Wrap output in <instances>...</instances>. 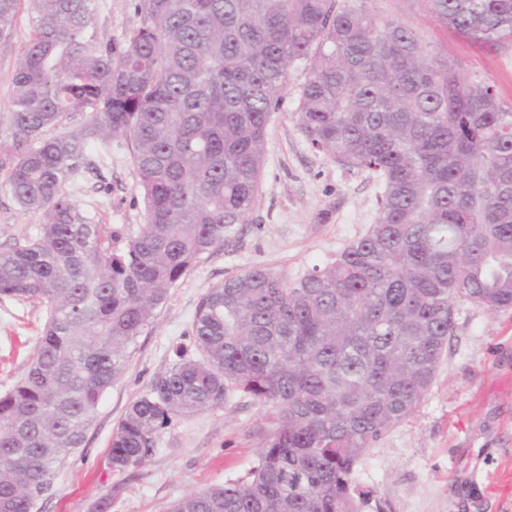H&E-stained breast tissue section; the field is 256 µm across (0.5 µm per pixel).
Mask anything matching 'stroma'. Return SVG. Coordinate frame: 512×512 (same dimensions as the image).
Wrapping results in <instances>:
<instances>
[{"mask_svg": "<svg viewBox=\"0 0 512 512\" xmlns=\"http://www.w3.org/2000/svg\"><path fill=\"white\" fill-rule=\"evenodd\" d=\"M388 19L413 26L433 57L495 84L512 103V44L490 51L427 19L417 0H374ZM139 23L131 0H100L98 27L118 39ZM14 45L0 53V129L16 56L30 36L27 9L14 19ZM310 63L288 72L282 102L267 130L259 195L235 237L191 268L171 289L154 323L130 348L121 378L95 412L84 448L66 461L52 496L38 512H168L171 503L243 474L272 427L273 410L248 399L178 417L158 437L141 467L112 469V432L153 377L189 345L203 293L254 267L296 276L331 262L375 223L381 177L349 171L314 151L295 114ZM91 168L67 187L97 223L137 231L144 204L126 139L91 150ZM37 214L22 210L0 187V247L35 236ZM45 320L44 305L0 296V392L26 372ZM456 328L433 384L414 414L361 457L355 481L371 498L363 512H512V309L488 311L461 302Z\"/></svg>", "mask_w": 512, "mask_h": 512, "instance_id": "stroma-1", "label": "stroma"}]
</instances>
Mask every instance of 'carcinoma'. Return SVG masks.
Here are the masks:
<instances>
[{
    "label": "carcinoma",
    "instance_id": "cac0c4a2",
    "mask_svg": "<svg viewBox=\"0 0 512 512\" xmlns=\"http://www.w3.org/2000/svg\"><path fill=\"white\" fill-rule=\"evenodd\" d=\"M373 0H132L101 36L99 0H28L0 145L5 188L41 216L0 248V295L46 305L25 375L0 395V512H34L84 446L103 394L171 288L245 223L288 70L311 61L296 124L310 146L383 180L376 222L293 278L255 267L200 298L194 354L153 378L112 433L118 471L174 418L244 397L275 410L253 466L170 512H360L355 469L409 418L448 350L459 302L512 307V103L434 58ZM487 48L512 0H417ZM21 0H0V53ZM73 114L78 129L49 131ZM130 141L146 211L132 236L65 191L93 145ZM130 3L131 0H100L98 27L103 36L119 39L139 24Z\"/></svg>",
    "mask_w": 512,
    "mask_h": 512
}]
</instances>
